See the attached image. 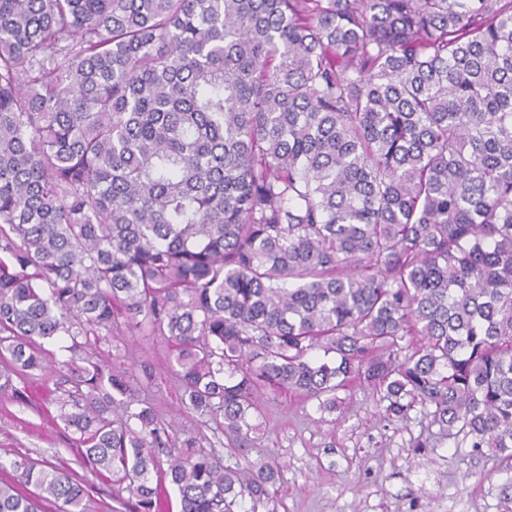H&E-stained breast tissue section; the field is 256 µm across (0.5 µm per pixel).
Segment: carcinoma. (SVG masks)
Here are the masks:
<instances>
[{
    "instance_id": "cac0c4a2",
    "label": "carcinoma",
    "mask_w": 512,
    "mask_h": 512,
    "mask_svg": "<svg viewBox=\"0 0 512 512\" xmlns=\"http://www.w3.org/2000/svg\"><path fill=\"white\" fill-rule=\"evenodd\" d=\"M127 334L229 448L261 391L359 380L511 462L512 0H0V395L64 336L50 404L135 512L273 502L101 363ZM0 473V512H85L67 470Z\"/></svg>"
}]
</instances>
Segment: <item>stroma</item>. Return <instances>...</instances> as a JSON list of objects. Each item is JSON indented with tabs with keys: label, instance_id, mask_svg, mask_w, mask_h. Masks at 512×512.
I'll list each match as a JSON object with an SVG mask.
<instances>
[{
	"label": "stroma",
	"instance_id": "35a3bbf8",
	"mask_svg": "<svg viewBox=\"0 0 512 512\" xmlns=\"http://www.w3.org/2000/svg\"><path fill=\"white\" fill-rule=\"evenodd\" d=\"M101 351L130 371L150 369L145 397L179 431L205 435L226 465L273 464L277 512H506L500 485L508 471L500 454L454 447L419 406L405 420L384 419L367 385L342 391L341 409L330 414L317 401L264 390L262 430L241 451L226 447L223 434L183 407L166 341L126 336L119 349ZM59 380L51 371L26 383L21 398L0 397V458L25 455L75 470L92 488L86 512H126L110 483L79 466L55 407L45 404V388Z\"/></svg>",
	"mask_w": 512,
	"mask_h": 512
}]
</instances>
